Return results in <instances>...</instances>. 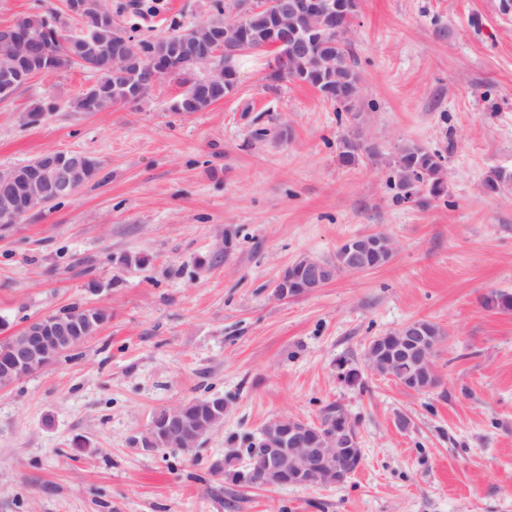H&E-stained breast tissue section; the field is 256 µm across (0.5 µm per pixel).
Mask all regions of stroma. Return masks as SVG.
<instances>
[{
    "label": "stroma",
    "instance_id": "35a3bbf8",
    "mask_svg": "<svg viewBox=\"0 0 512 512\" xmlns=\"http://www.w3.org/2000/svg\"><path fill=\"white\" fill-rule=\"evenodd\" d=\"M216 0H105L153 40L211 17ZM66 0H0V26ZM364 120L312 87L271 83L242 58L232 94L171 111L162 81L140 103L76 112L96 82L71 65L0 99V169L48 151L98 161L96 179L0 227V341L63 309L109 320L76 350L0 390V512H512V0H360L351 23ZM42 109L38 121L29 115ZM367 150L339 160L344 140ZM437 151L446 195L396 197L390 159ZM386 233V265L278 299L303 255ZM147 257L139 266L135 257ZM438 324L435 388L336 377L367 343ZM220 396L224 420L193 450L143 449L153 415ZM356 421L364 463L346 482L249 488L219 467L229 440L329 402ZM406 416L407 428L398 425Z\"/></svg>",
    "mask_w": 512,
    "mask_h": 512
}]
</instances>
